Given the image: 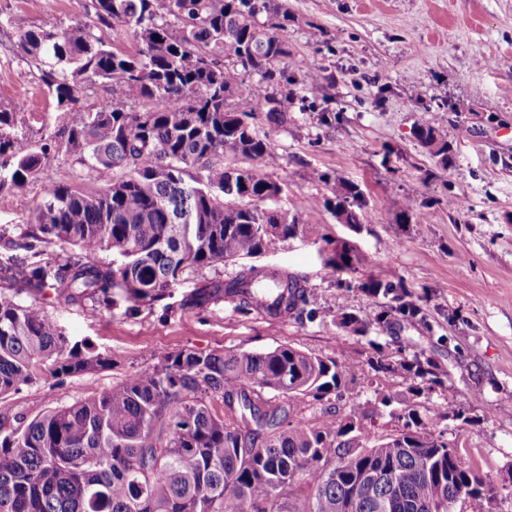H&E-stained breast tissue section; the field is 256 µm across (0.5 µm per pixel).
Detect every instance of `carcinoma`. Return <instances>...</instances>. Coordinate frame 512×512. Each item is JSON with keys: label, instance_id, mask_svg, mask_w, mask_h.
Wrapping results in <instances>:
<instances>
[{"label": "carcinoma", "instance_id": "cac0c4a2", "mask_svg": "<svg viewBox=\"0 0 512 512\" xmlns=\"http://www.w3.org/2000/svg\"><path fill=\"white\" fill-rule=\"evenodd\" d=\"M93 2L91 21L47 17L19 35L54 100L58 140H31L17 131V113L0 109V190L26 194L52 149H65L79 169L72 181L45 184L19 239L0 228V396L112 365L63 336L41 305L46 297L108 313L120 299L152 305L188 272L253 258L300 225L310 237L321 231L312 216L279 206L284 184L265 169L281 156L250 121L258 112L281 126L293 108L313 112L323 99L322 87L302 95L288 75L295 19L283 0ZM102 26L120 29L136 50L107 42ZM247 75L257 76L248 112L234 105ZM99 82L109 87V109L76 108L80 89ZM416 137L448 167L439 129L421 125ZM226 152L244 165L213 162ZM105 172L100 188L86 186ZM331 194L313 212L360 223L358 188L337 183ZM58 244L73 249L50 250ZM101 251L112 252L111 263L96 261ZM267 279L281 288L282 312L316 318L299 276L255 266L200 281L182 306L223 297L249 312L258 305L249 288ZM364 286L386 302L368 322L341 312L344 331L385 335L417 324L434 332L422 299L402 282ZM370 366L409 372L430 389L444 384L424 349L380 344ZM362 370L358 359L326 361L285 344L180 350L30 420L0 413V512H454L461 490L469 512H489L494 487L432 418L410 408L402 430L383 437L359 403L343 418L330 407L312 420L299 415L297 398L340 402Z\"/></svg>", "mask_w": 512, "mask_h": 512}]
</instances>
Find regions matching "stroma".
Masks as SVG:
<instances>
[{
  "instance_id": "35a3bbf8",
  "label": "stroma",
  "mask_w": 512,
  "mask_h": 512,
  "mask_svg": "<svg viewBox=\"0 0 512 512\" xmlns=\"http://www.w3.org/2000/svg\"><path fill=\"white\" fill-rule=\"evenodd\" d=\"M295 21L288 27V71L299 84L321 85L340 114L335 127L319 126L307 112L286 125L258 119L282 160L269 176L285 183V209L306 214L330 196L332 181L359 186L367 207L356 224L321 216V235L273 241L260 266L302 277L320 307L303 322L245 314L218 300L202 309L182 299L204 278L229 279L232 263L204 269L154 305L112 312L47 301L64 335L111 355L110 367L41 381L0 397V410L34 417L102 391L181 350L263 352L292 345L325 359L348 354L366 359V337L343 332L338 308L369 320L385 303L366 289L373 278L403 282L424 299L432 321L452 339L436 357L445 387L413 397L415 380L404 371L364 369L348 400L366 403L376 392L391 396L375 416L378 434H397L407 405L437 417L440 430L472 467L495 486L493 512H512V0H285ZM91 0H0V108L16 112L18 129L32 140L54 137V101L36 67L22 59L19 35L45 17L62 23L89 20ZM422 124L448 139L450 160L437 166L415 137ZM73 177L71 159L50 154L41 180L27 194L0 190V225L20 224L40 199L46 181ZM421 222L403 223L401 207ZM356 255L347 276L324 259L337 241ZM347 287H339V278ZM465 419H457V411Z\"/></svg>"
}]
</instances>
